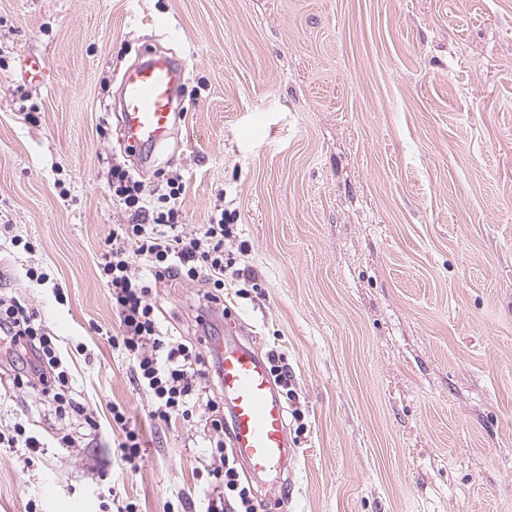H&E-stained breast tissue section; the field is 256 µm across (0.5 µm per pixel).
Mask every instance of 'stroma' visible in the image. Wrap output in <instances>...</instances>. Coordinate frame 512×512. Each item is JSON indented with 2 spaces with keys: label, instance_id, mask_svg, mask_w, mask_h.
I'll return each mask as SVG.
<instances>
[{
  "label": "stroma",
  "instance_id": "1",
  "mask_svg": "<svg viewBox=\"0 0 512 512\" xmlns=\"http://www.w3.org/2000/svg\"><path fill=\"white\" fill-rule=\"evenodd\" d=\"M146 44L184 61V111L132 155L113 101ZM115 164L152 193L180 176L185 232L236 215L223 309L201 282L153 297L205 350L246 333L284 356L296 454L281 496L251 481L257 512H512V0H0V225L34 245L0 243V291L57 336L99 423L55 415L0 354V431L41 442L0 446V512H101L113 488L206 508L204 417L112 464L110 404L141 425L150 406L106 339ZM5 441L8 448H40L41 445L35 436L30 435L27 422L23 420L15 421L7 429V433L0 432V444H4Z\"/></svg>",
  "mask_w": 512,
  "mask_h": 512
}]
</instances>
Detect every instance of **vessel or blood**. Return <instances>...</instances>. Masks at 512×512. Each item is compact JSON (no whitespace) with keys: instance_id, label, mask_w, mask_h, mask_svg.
Here are the masks:
<instances>
[{"instance_id":"1","label":"vessel or blood","mask_w":512,"mask_h":512,"mask_svg":"<svg viewBox=\"0 0 512 512\" xmlns=\"http://www.w3.org/2000/svg\"><path fill=\"white\" fill-rule=\"evenodd\" d=\"M182 60L145 52L121 82V121L129 148L167 142L179 117ZM221 391L230 413L232 445L253 476L287 466L294 450L288 440L285 409L265 360L249 341L231 337L221 354Z\"/></svg>"}]
</instances>
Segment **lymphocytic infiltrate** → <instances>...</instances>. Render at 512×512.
<instances>
[{
  "mask_svg": "<svg viewBox=\"0 0 512 512\" xmlns=\"http://www.w3.org/2000/svg\"><path fill=\"white\" fill-rule=\"evenodd\" d=\"M166 184V192L155 196L128 170L112 168V197L129 221L113 225L104 241L100 277L119 320V331L109 342L125 355L138 388L149 395L151 420L168 425L205 413L210 455L219 461L208 468L202 487L206 512H256L251 488L243 483L238 462L224 446V401L204 392L205 384L219 378L220 360L204 353L200 344L174 336L151 299L153 284L181 280L204 282L209 301L223 302L224 240L232 227L215 217L200 232L186 234L180 210L186 185L178 177L168 178ZM0 338L22 361L15 386L38 389L56 414L82 417L87 426L97 428L92 410L72 395L55 336L18 298L2 294ZM110 413L118 430L112 459L120 469L137 470L143 457L142 435L125 407L112 404Z\"/></svg>",
  "mask_w": 512,
  "mask_h": 512,
  "instance_id": "1",
  "label": "lymphocytic infiltrate"
}]
</instances>
